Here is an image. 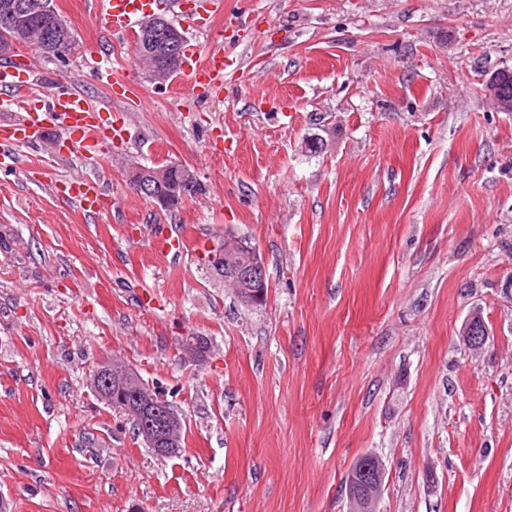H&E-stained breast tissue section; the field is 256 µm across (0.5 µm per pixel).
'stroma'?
<instances>
[{
	"label": "stroma",
	"mask_w": 512,
	"mask_h": 512,
	"mask_svg": "<svg viewBox=\"0 0 512 512\" xmlns=\"http://www.w3.org/2000/svg\"><path fill=\"white\" fill-rule=\"evenodd\" d=\"M55 5L76 42L35 84L132 138L95 162L41 139L0 166L6 512H348L367 453L377 512H512V112L485 95L512 68V0H219L213 30L184 32L223 50L217 97L148 81L92 0ZM172 162L202 190L165 212L126 175ZM74 180L100 184V214L60 194ZM161 224L184 241L169 261ZM227 234L256 247L264 305L206 268ZM184 333L210 340L204 367L177 360ZM112 355L185 419L178 456L94 396ZM487 337L488 328L483 318L478 312L472 313L462 329L461 339L463 344L468 349H481ZM386 473L384 461L376 455H365L360 465L351 467L345 481L350 512H373L379 499Z\"/></svg>",
	"instance_id": "1"
}]
</instances>
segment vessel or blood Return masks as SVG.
<instances>
[{
  "mask_svg": "<svg viewBox=\"0 0 512 512\" xmlns=\"http://www.w3.org/2000/svg\"><path fill=\"white\" fill-rule=\"evenodd\" d=\"M155 0H102L103 16L113 32L128 36L141 18L153 11ZM31 57L0 64V106L25 113V120L8 137L0 139V157L12 156L14 144L41 136L48 125L59 124L64 140L74 144L88 158L98 155L104 144L126 138L124 128L104 118L100 104L74 92L36 88ZM189 87L224 83V55L216 52L207 58L189 56L180 75ZM64 193L77 201L83 210L95 212L104 204V195L95 184L72 181Z\"/></svg>",
  "mask_w": 512,
  "mask_h": 512,
  "instance_id": "b4317fda",
  "label": "vessel or blood"
}]
</instances>
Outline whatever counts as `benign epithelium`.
<instances>
[{
    "label": "benign epithelium",
    "mask_w": 512,
    "mask_h": 512,
    "mask_svg": "<svg viewBox=\"0 0 512 512\" xmlns=\"http://www.w3.org/2000/svg\"><path fill=\"white\" fill-rule=\"evenodd\" d=\"M38 11L42 20L35 22L16 10L14 0H0V24L12 28L11 34L0 38V58L14 55L26 43L37 42L44 54L63 59L75 43L74 33L67 21L58 14L52 4H40ZM182 32L167 23L161 14L145 17L136 36L140 63L147 78L156 85H163L180 68L178 42ZM512 82V69L504 68L494 73L486 82V93L499 112H512V96L500 93V89ZM127 180L138 194L152 199L154 205L167 209L170 203L183 201L189 196L195 181L194 173L182 164L172 163L163 167L135 166L129 169ZM164 186V194L155 192V185ZM239 249L253 253L256 262L249 267L237 266L231 254ZM210 264L224 269V280L239 283L243 280L264 281V266L256 249L244 238H235L217 243L212 247ZM488 337V328L477 312L465 323L461 339L469 349L483 348ZM177 356L183 363L201 368L208 363L209 354H197L188 337L177 342ZM91 385L98 391L112 386L130 392L136 402L133 421L137 435L143 443L160 453L174 447L177 435L184 422L177 410L163 406L158 401L155 389L144 383L136 369L129 363L114 358L105 370H97ZM386 473L384 461L376 455H367L361 464L350 468L345 481V491L350 503V512H371L379 499Z\"/></svg>",
    "instance_id": "7a95c632"
}]
</instances>
